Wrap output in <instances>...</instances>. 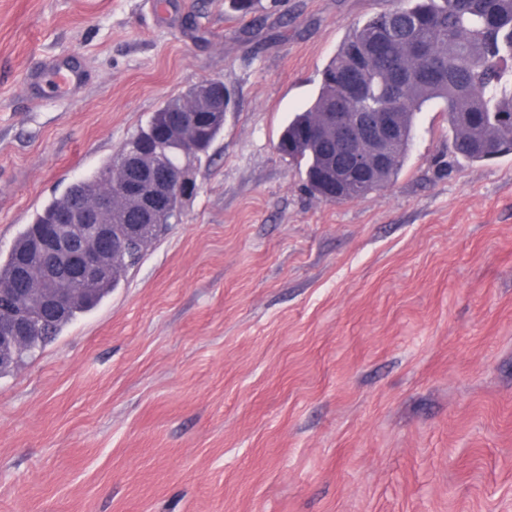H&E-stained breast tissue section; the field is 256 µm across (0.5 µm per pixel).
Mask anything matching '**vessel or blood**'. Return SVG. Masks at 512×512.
Here are the masks:
<instances>
[{
    "mask_svg": "<svg viewBox=\"0 0 512 512\" xmlns=\"http://www.w3.org/2000/svg\"><path fill=\"white\" fill-rule=\"evenodd\" d=\"M86 81L85 69L72 56L51 57L24 77L31 98L44 102L74 98Z\"/></svg>",
    "mask_w": 512,
    "mask_h": 512,
    "instance_id": "vessel-or-blood-1",
    "label": "vessel or blood"
}]
</instances>
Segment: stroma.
<instances>
[{"label":"stroma","mask_w":512,"mask_h":512,"mask_svg":"<svg viewBox=\"0 0 512 512\" xmlns=\"http://www.w3.org/2000/svg\"><path fill=\"white\" fill-rule=\"evenodd\" d=\"M403 0H0V258L164 102L234 95L178 223L0 375V512H512V154L423 108L342 203L278 153L349 33ZM76 54L75 98L25 73Z\"/></svg>","instance_id":"stroma-1"}]
</instances>
